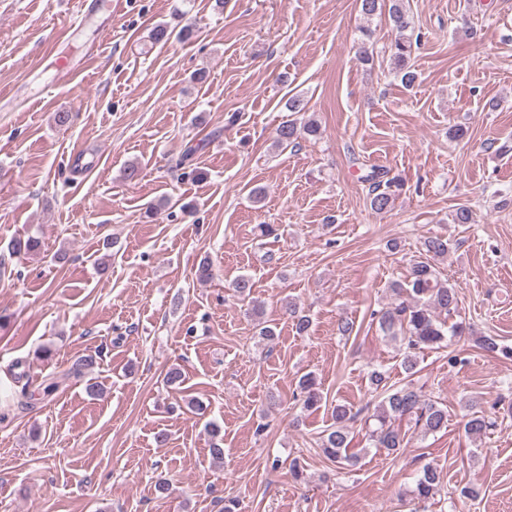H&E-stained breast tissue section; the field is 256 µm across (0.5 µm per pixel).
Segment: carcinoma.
<instances>
[{
  "label": "carcinoma",
  "mask_w": 512,
  "mask_h": 512,
  "mask_svg": "<svg viewBox=\"0 0 512 512\" xmlns=\"http://www.w3.org/2000/svg\"><path fill=\"white\" fill-rule=\"evenodd\" d=\"M388 18L397 37L391 46V62L401 82L410 85L417 78L410 65L412 49L420 45L421 35L409 32L410 20L404 0H390ZM319 130L317 121L308 118L302 123L286 121L276 132V146L296 145L298 139L314 136ZM368 184L370 208L377 213L392 209L398 196L400 183L395 178H387L386 172L372 170L362 176ZM40 241L34 236L19 238L12 244V252L18 255L35 253ZM423 250L434 257L448 254V239L442 236L429 237L423 241ZM395 296L391 306L374 314L379 329L386 336L397 340L403 346L402 364L405 371L414 374L418 366L419 354L425 349H440L448 342V335L460 336L465 332L463 323L452 326L440 319V315L450 316L458 310V291L452 285L438 279L434 267L427 261L412 264L408 279L390 284ZM95 364L92 356L80 358L64 373L66 378L79 379ZM373 392L380 393L382 400L374 409L371 418L376 428L371 430L373 447L383 448L393 454L404 447L405 435L396 426L404 419L414 423L423 435L436 433L448 425V408L431 399L422 389L412 383L392 388L387 385L386 372L375 368L370 373ZM299 397L303 408L315 410L320 407L322 396L316 387L315 378L305 375L298 381ZM361 411L346 405H338L332 411L333 423L329 432L322 436L320 452L333 463L353 467L358 457L348 453L350 424L357 421ZM496 421L482 411L464 415V431L467 435L481 438L494 429ZM210 436L209 452L216 461L224 460L222 427L210 422L207 424ZM441 491L440 472L427 463L422 467L412 495L419 500H428Z\"/></svg>",
  "instance_id": "cac0c4a2"
}]
</instances>
